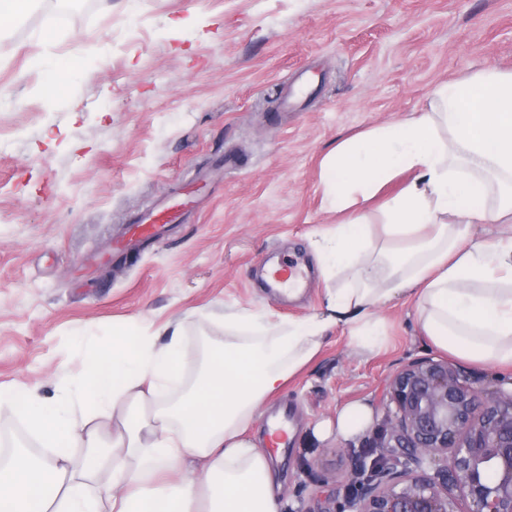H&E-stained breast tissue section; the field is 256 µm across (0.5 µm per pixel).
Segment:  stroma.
Masks as SVG:
<instances>
[{
    "mask_svg": "<svg viewBox=\"0 0 512 512\" xmlns=\"http://www.w3.org/2000/svg\"><path fill=\"white\" fill-rule=\"evenodd\" d=\"M53 6L34 0L0 29V388L43 401L80 376L87 324L178 327L191 381L225 313L274 325L319 312L350 281L323 276L314 247L349 217L329 208V151L429 108L441 82L512 70V0H73L43 41ZM42 58L77 61L66 94L47 92ZM188 197L182 223L115 261L147 206ZM284 261L305 271L294 298L266 286ZM416 304H387L371 349L332 328L266 403L291 428L269 451L282 512L343 492L349 454L387 427L391 375L444 359ZM351 401L372 407L366 431L317 441L315 424Z\"/></svg>",
    "mask_w": 512,
    "mask_h": 512,
    "instance_id": "1",
    "label": "stroma"
}]
</instances>
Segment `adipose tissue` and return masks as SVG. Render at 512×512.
<instances>
[{
	"label": "adipose tissue",
	"mask_w": 512,
	"mask_h": 512,
	"mask_svg": "<svg viewBox=\"0 0 512 512\" xmlns=\"http://www.w3.org/2000/svg\"><path fill=\"white\" fill-rule=\"evenodd\" d=\"M334 208L372 199L398 175L410 179L383 206L384 240L370 251L364 216L337 224L320 248L324 273L356 278L328 293L322 313L275 328L247 310L226 313L188 394L179 336L157 344L132 328L109 339L80 334L89 356L53 402L0 390L53 457L18 452L0 467V512H280L271 463L248 429L260 410L345 324L354 341L382 338L381 307L417 294L431 345L473 363L512 367V235L482 244L472 228L512 215V71L494 67L439 84L430 108L341 141L325 158ZM90 410L75 421L73 407ZM113 420L104 442L93 415ZM370 407L345 404L318 423L319 439H352ZM83 451L74 465L70 449ZM112 482L99 488L100 470Z\"/></svg>",
	"instance_id": "ef3b65f1"
}]
</instances>
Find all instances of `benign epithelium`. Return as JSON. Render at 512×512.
Wrapping results in <instances>:
<instances>
[{"mask_svg":"<svg viewBox=\"0 0 512 512\" xmlns=\"http://www.w3.org/2000/svg\"><path fill=\"white\" fill-rule=\"evenodd\" d=\"M389 400L390 427L323 512H512V393L421 358L392 375Z\"/></svg>","mask_w":512,"mask_h":512,"instance_id":"benign-epithelium-1","label":"benign epithelium"}]
</instances>
